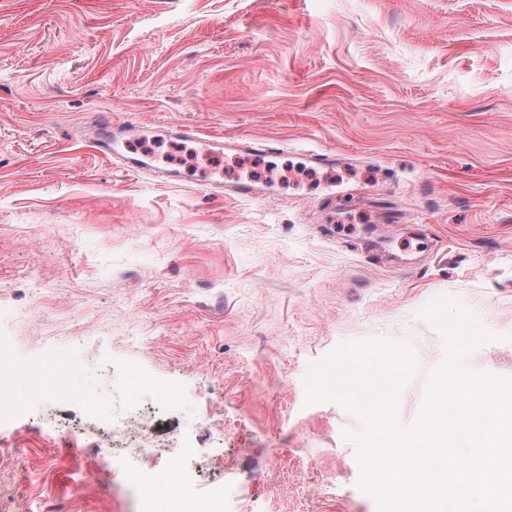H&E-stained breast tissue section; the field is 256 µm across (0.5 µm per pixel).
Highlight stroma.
<instances>
[{
	"label": "stroma",
	"mask_w": 512,
	"mask_h": 512,
	"mask_svg": "<svg viewBox=\"0 0 512 512\" xmlns=\"http://www.w3.org/2000/svg\"><path fill=\"white\" fill-rule=\"evenodd\" d=\"M98 112L358 175L220 197L100 156ZM349 200L364 224L332 227ZM441 296L506 336L467 364L512 375V0H0V347L83 376L0 419V512H136L146 468L199 497L245 482L268 512H377L358 419L305 378L341 343H407L412 422ZM171 387L149 425L172 455L111 465L62 432Z\"/></svg>",
	"instance_id": "obj_1"
}]
</instances>
